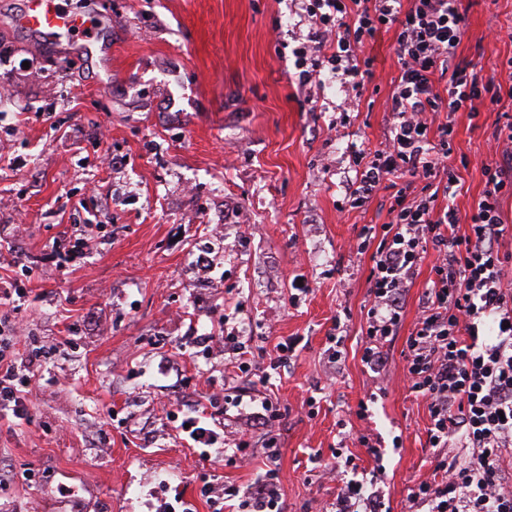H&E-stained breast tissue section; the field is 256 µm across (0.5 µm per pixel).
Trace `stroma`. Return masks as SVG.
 <instances>
[{"instance_id": "1", "label": "stroma", "mask_w": 512, "mask_h": 512, "mask_svg": "<svg viewBox=\"0 0 512 512\" xmlns=\"http://www.w3.org/2000/svg\"><path fill=\"white\" fill-rule=\"evenodd\" d=\"M465 2L460 51L502 99L453 117L463 213L495 158V124L512 114V0ZM64 3L99 23L95 40L46 49L16 22L25 0H0V290L13 291L0 309L45 353L31 423L0 420V468L14 476L0 512H214L210 496L271 468L281 512H330L341 443L388 512H405L408 487L433 474L429 414L406 388L405 336L388 344L381 376L361 363L372 262L349 249L387 222L389 194L346 211L340 187L355 151L387 135L393 31L366 45L374 77L358 97L294 79L307 34L294 0ZM106 154L117 168L100 164ZM296 278L310 291L293 303ZM222 322L247 345L249 373L223 343L196 346ZM291 337L295 357L277 363ZM253 390L284 410L273 461L256 448L224 454L253 410L233 398ZM213 395L220 441L203 458L169 414ZM361 432L380 438L382 461Z\"/></svg>"}]
</instances>
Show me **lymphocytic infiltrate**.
Masks as SVG:
<instances>
[{
	"mask_svg": "<svg viewBox=\"0 0 512 512\" xmlns=\"http://www.w3.org/2000/svg\"><path fill=\"white\" fill-rule=\"evenodd\" d=\"M463 0H299L306 42L295 50L300 84L336 82L362 93L373 76L363 48L381 30H394L400 75L390 97V131L378 149L356 152V174L343 183L350 208L364 207L391 189L389 220L364 226L357 252H370L368 309L361 325V361L384 370L381 343L398 336L407 293L423 263L431 278L403 352L408 389L427 405L433 442V478L407 490L409 512H512V473L500 466L512 447V225L500 201L512 195V120L496 125L499 161L483 169L484 189L468 230L440 205L458 182L449 165L452 114H477V101L497 105L500 86L483 78L458 49L465 35ZM446 77L445 86L435 84ZM449 118L437 122L438 113ZM15 322L0 316V418L29 421L40 349L20 352ZM471 454L449 458L451 438ZM346 457L333 473L340 485L335 512H384L378 492L346 478Z\"/></svg>",
	"mask_w": 512,
	"mask_h": 512,
	"instance_id": "lymphocytic-infiltrate-1",
	"label": "lymphocytic infiltrate"
}]
</instances>
